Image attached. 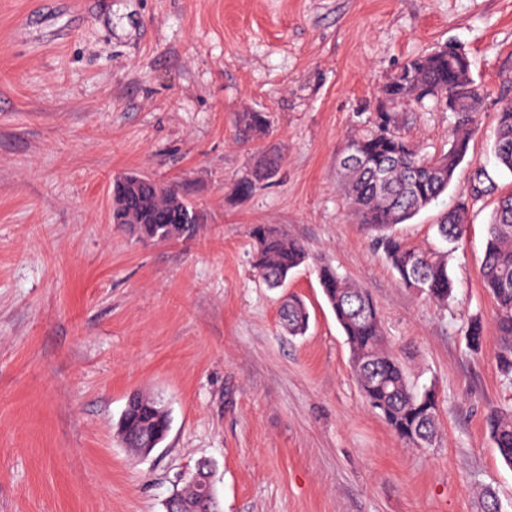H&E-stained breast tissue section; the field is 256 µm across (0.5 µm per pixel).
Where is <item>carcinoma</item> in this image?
<instances>
[{
    "instance_id": "cac0c4a2",
    "label": "carcinoma",
    "mask_w": 512,
    "mask_h": 512,
    "mask_svg": "<svg viewBox=\"0 0 512 512\" xmlns=\"http://www.w3.org/2000/svg\"><path fill=\"white\" fill-rule=\"evenodd\" d=\"M410 78L392 79L383 89L393 105L421 103L426 99L448 98V91L461 86L468 89L466 101L448 111L465 114L448 151L424 156L405 139L386 112L378 116L375 129L351 141L346 155L359 160L342 166L344 190L360 223L379 232L385 257L408 288L416 287L417 277L425 282L424 294L438 304L452 297L454 282L448 272V255L405 246L389 230L412 219L448 190L455 171L465 158L472 134L473 110L481 93L471 78L467 58L453 50L444 54L428 53L406 64ZM239 123L246 135L261 133L266 117L261 112H242ZM494 155L498 165L512 171V104L497 114ZM280 157L266 156L250 175L243 178L239 192L248 195L264 180L271 178ZM468 202L460 198L446 213L438 232L448 244H457L464 231ZM168 206L155 203L144 215L143 223L133 225L140 238L171 241L189 238L195 224H176L166 220ZM256 247L257 270L270 288L283 286L288 274L310 260L308 248L276 224H256L252 228ZM484 288L496 304L499 348L497 367L503 377L512 380V195L503 197L490 217L487 242L480 266ZM319 282L328 305L341 327L350 348L353 370L360 389L372 408L380 411L386 424L410 445L431 444L439 421L435 393L414 391L398 360L388 348L379 311L371 294L351 282L328 264L319 266ZM281 324L291 336L304 334L310 314L296 296L288 297L280 307ZM140 428L160 425L148 406L136 409ZM486 428L502 460L512 466V409L495 410L486 418Z\"/></svg>"
}]
</instances>
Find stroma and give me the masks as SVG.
I'll list each match as a JSON object with an SVG mask.
<instances>
[{
  "instance_id": "1",
  "label": "stroma",
  "mask_w": 512,
  "mask_h": 512,
  "mask_svg": "<svg viewBox=\"0 0 512 512\" xmlns=\"http://www.w3.org/2000/svg\"><path fill=\"white\" fill-rule=\"evenodd\" d=\"M451 41L482 91L475 132L448 191L394 229L441 248L442 214L468 197L441 306L399 282L340 161L384 108L424 154L448 150L444 102L390 109L382 89ZM510 102L512 0H0V512H165L203 461L223 512H483L486 490L512 512V467L485 426L512 381L479 274L512 193L492 151ZM242 112L266 131L243 140ZM272 148L278 171L241 195ZM134 171L197 209L194 237L113 223L112 185ZM255 224L312 253L287 288L255 269ZM321 263L370 291L410 386L435 391L432 447L366 403ZM288 293L310 312L305 335L280 322ZM136 393L171 414L145 458L116 433Z\"/></svg>"
}]
</instances>
